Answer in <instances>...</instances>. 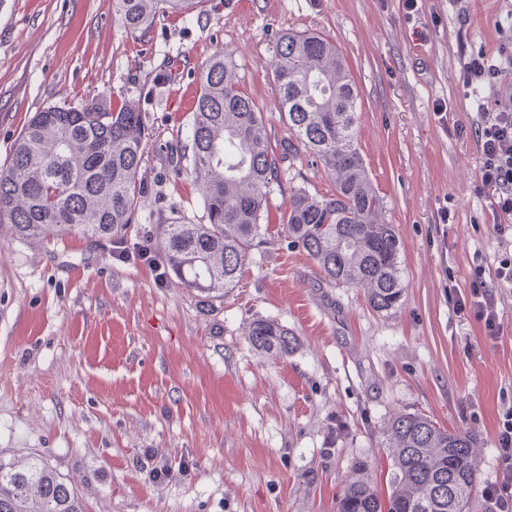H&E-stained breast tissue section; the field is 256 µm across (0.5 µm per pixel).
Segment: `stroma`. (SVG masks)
<instances>
[{
	"instance_id": "stroma-1",
	"label": "stroma",
	"mask_w": 512,
	"mask_h": 512,
	"mask_svg": "<svg viewBox=\"0 0 512 512\" xmlns=\"http://www.w3.org/2000/svg\"><path fill=\"white\" fill-rule=\"evenodd\" d=\"M501 23H512V0H421L410 17L401 0H204L143 33L112 0H0V167L51 104L126 103L145 134L142 203L120 243L18 240L0 227V453L44 455L83 512H336L356 462L385 492V425L419 412L478 435L481 479L494 481L512 406V289L494 279L504 238L475 189L457 76L464 55L497 50ZM292 30L333 39L360 91L358 146L402 246L406 290L385 316L289 247L291 190L335 191L303 155L282 161L224 298L158 278L137 255L157 250L158 225L203 213L179 159L215 51L232 52L272 146L288 139L269 76ZM478 265L497 300L493 340L461 307ZM258 317L292 330L296 352L252 349Z\"/></svg>"
}]
</instances>
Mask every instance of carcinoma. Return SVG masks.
<instances>
[{
  "label": "carcinoma",
  "mask_w": 512,
  "mask_h": 512,
  "mask_svg": "<svg viewBox=\"0 0 512 512\" xmlns=\"http://www.w3.org/2000/svg\"><path fill=\"white\" fill-rule=\"evenodd\" d=\"M202 0H114L122 24L139 31L156 15H188ZM272 84L292 139L277 155L264 112L245 88L232 55L215 52L199 74V93L183 158L203 197L200 222L160 224L159 255L181 283L207 297L235 287L260 235L270 185L280 163L304 151L334 181L335 192L291 191L282 216L288 244L306 253L331 286L363 289L372 311L387 314L405 293L393 225L358 147L360 98L336 44L318 33L287 32L275 48ZM142 115L95 100L50 105L35 113L0 169V224L20 240L78 233L116 241L141 204L137 175L144 153ZM252 348L287 358L299 347L288 328L249 323ZM391 472L385 495L366 474L350 481L337 512H476L484 493L479 438L450 432L422 413H399L384 430ZM0 512H83L73 486L34 453L19 464L0 457Z\"/></svg>",
  "instance_id": "1"
}]
</instances>
